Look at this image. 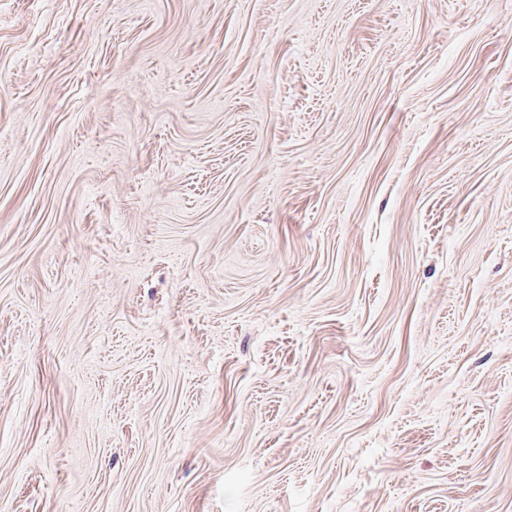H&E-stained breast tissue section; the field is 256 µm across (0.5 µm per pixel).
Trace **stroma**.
<instances>
[{"instance_id":"stroma-1","label":"stroma","mask_w":512,"mask_h":512,"mask_svg":"<svg viewBox=\"0 0 512 512\" xmlns=\"http://www.w3.org/2000/svg\"><path fill=\"white\" fill-rule=\"evenodd\" d=\"M0 512H512V0H0Z\"/></svg>"}]
</instances>
